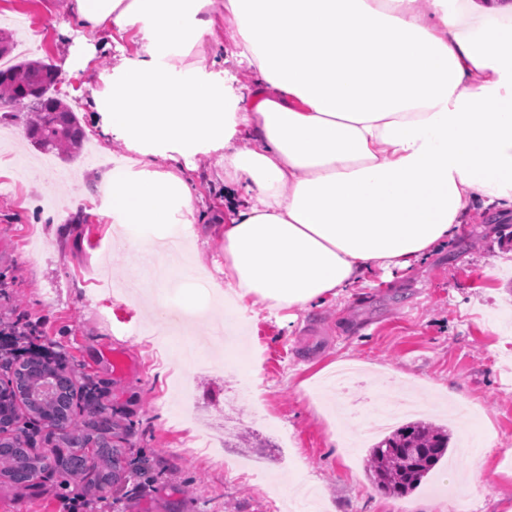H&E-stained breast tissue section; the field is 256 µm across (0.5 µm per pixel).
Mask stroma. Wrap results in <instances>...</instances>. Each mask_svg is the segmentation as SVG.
<instances>
[{
  "instance_id": "stroma-1",
  "label": "stroma",
  "mask_w": 512,
  "mask_h": 512,
  "mask_svg": "<svg viewBox=\"0 0 512 512\" xmlns=\"http://www.w3.org/2000/svg\"><path fill=\"white\" fill-rule=\"evenodd\" d=\"M66 0H0V15L25 25L15 40L37 44L38 59L61 67L57 93L76 113L88 141L70 161L42 156L16 139L21 117L0 121V312L25 327L21 356L54 353L73 384L78 419L90 405L105 407L114 424L112 441L132 465L148 462L150 477L130 475L107 489L93 512H285L288 496L271 497L270 486L304 473L335 512H512V211L494 207L462 225L448 245L411 267L373 273L366 286L289 317L287 311L250 305L243 341L259 344L261 362L252 379L235 367L207 361L184 364L182 330L203 336L207 317L223 305L198 295L195 274L224 283L221 220L229 198L218 177L219 156L192 152L179 165L195 187L196 220L187 225L190 252L172 284L165 311L147 315L135 285L151 288L149 270L123 249L126 235L106 206L102 180L115 159L129 158L123 142L99 134L102 118L89 108L99 72L114 56L134 55L137 39L126 34L98 53L80 76L63 65L76 36L66 28ZM194 296L197 313L178 326L172 311ZM125 362L115 370L113 354ZM360 362L344 391L326 390L337 360ZM411 391L418 408L394 409L393 426L413 418L451 428L445 457L403 498L374 489L363 422L375 408ZM236 398L239 438L224 457L242 467L225 475L222 459L195 447L198 427L223 414ZM263 401L266 421L252 416ZM344 406L352 436L346 447L330 442L336 418L331 402ZM294 445L282 450L279 426ZM482 461L472 492L458 496L455 477L462 448ZM267 474L249 476L252 464ZM56 475L17 485L0 484V512H59L62 496L79 494Z\"/></svg>"
}]
</instances>
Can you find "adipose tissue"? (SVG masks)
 I'll return each instance as SVG.
<instances>
[{
    "label": "adipose tissue",
    "mask_w": 512,
    "mask_h": 512,
    "mask_svg": "<svg viewBox=\"0 0 512 512\" xmlns=\"http://www.w3.org/2000/svg\"><path fill=\"white\" fill-rule=\"evenodd\" d=\"M213 0H69L77 30L134 32L91 108L132 152L104 180L125 224L193 223L184 151L220 155L227 357L258 299L301 312L407 268L476 205L512 210V0H225L236 36L210 71Z\"/></svg>",
    "instance_id": "1"
}]
</instances>
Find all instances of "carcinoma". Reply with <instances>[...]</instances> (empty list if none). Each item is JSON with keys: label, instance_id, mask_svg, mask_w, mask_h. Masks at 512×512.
Masks as SVG:
<instances>
[{"label": "carcinoma", "instance_id": "cac0c4a2", "mask_svg": "<svg viewBox=\"0 0 512 512\" xmlns=\"http://www.w3.org/2000/svg\"><path fill=\"white\" fill-rule=\"evenodd\" d=\"M56 66L39 60L22 59L0 67V110L24 113L31 145L64 160L79 156L85 140L77 114L55 91ZM59 369L49 364L35 373L22 363L13 371L11 389L29 416L52 417L63 431L66 450L51 454L28 451L15 432V408L0 410V484H20L26 477L56 472L66 480L84 482L87 492L110 488L120 480L122 450L112 445V421L100 416L82 424L74 420L73 389L57 394L48 389ZM448 431L431 423L408 422L379 440L370 450L368 476L378 490L403 497L416 490L448 451ZM94 449L96 478L87 479L79 464L82 449Z\"/></svg>", "mask_w": 512, "mask_h": 512}]
</instances>
